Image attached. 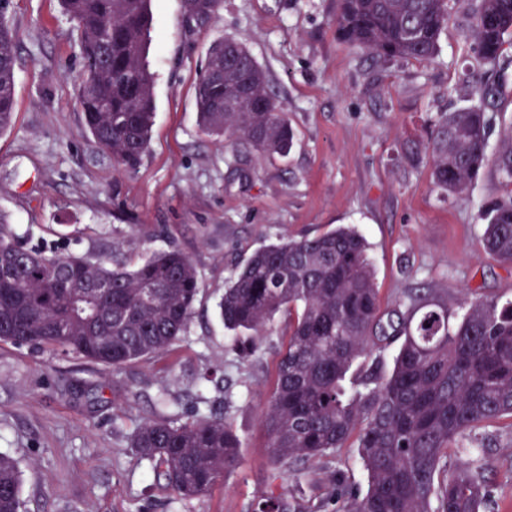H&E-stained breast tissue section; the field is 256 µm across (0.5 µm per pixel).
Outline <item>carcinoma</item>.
I'll return each instance as SVG.
<instances>
[{"label": "carcinoma", "instance_id": "cac0c4a2", "mask_svg": "<svg viewBox=\"0 0 512 512\" xmlns=\"http://www.w3.org/2000/svg\"><path fill=\"white\" fill-rule=\"evenodd\" d=\"M81 50L78 103L95 148L124 172L139 166L154 120L145 55L150 0H61ZM460 0H338L336 28L374 57L428 61ZM481 104L445 114L432 137L433 184L468 190L486 161V112L508 93L493 71L512 33V0H471ZM16 34L0 16V135L15 107ZM264 70L242 45L207 56L197 82L202 129L260 155L282 154L294 134ZM494 162L507 197L484 213V245L512 266V137ZM368 244L354 227L283 238L256 250L217 304L224 328L251 333L256 351L271 317L296 311L263 425L274 464L322 458L357 436L363 493L340 491L341 512H487L492 490L466 440L481 425L512 419V302L474 299L460 322L428 295L407 293L383 321ZM201 283L192 260L170 248L129 266L47 254L21 245L0 215V340L49 349L118 370L168 351L184 335ZM400 341L387 375L353 365ZM130 447L181 499L206 495L240 461V440L221 414L140 424ZM459 457L448 473V451ZM21 472L0 453V512H22ZM274 491L254 512H303Z\"/></svg>", "mask_w": 512, "mask_h": 512}]
</instances>
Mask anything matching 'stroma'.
Returning <instances> with one entry per match:
<instances>
[{"label": "stroma", "mask_w": 512, "mask_h": 512, "mask_svg": "<svg viewBox=\"0 0 512 512\" xmlns=\"http://www.w3.org/2000/svg\"><path fill=\"white\" fill-rule=\"evenodd\" d=\"M147 61L155 120L138 169L117 171L84 132L80 48L59 0H10L18 39L15 121L0 136V213L25 247L135 263L171 247L188 255L202 296L172 351L119 370L0 342V451L22 471L27 512H251L267 488L304 506L333 488L365 490L355 440L320 460L277 471L262 424L287 312L259 352L225 331L216 304L237 266L290 236L355 226L383 312L423 290L459 318L480 295L512 301V267L483 247L481 211L504 190L486 165L468 191L431 178L430 135L442 114L479 103L461 80L473 61L470 10L451 12L428 61L372 57L336 34V0H223L188 20L184 0H152ZM232 39L265 70L294 131L291 150L262 156L205 134L196 85L210 45ZM223 410L240 463L206 496L176 498L130 446L150 419ZM488 512L512 501V426L486 427Z\"/></svg>", "instance_id": "obj_1"}]
</instances>
